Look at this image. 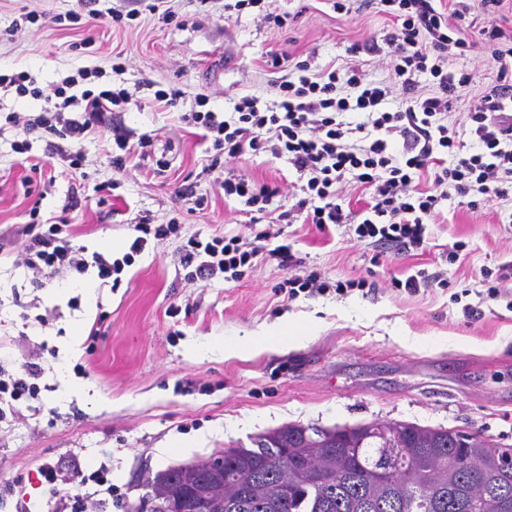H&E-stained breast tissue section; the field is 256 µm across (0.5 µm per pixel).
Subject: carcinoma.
<instances>
[{
	"mask_svg": "<svg viewBox=\"0 0 512 512\" xmlns=\"http://www.w3.org/2000/svg\"><path fill=\"white\" fill-rule=\"evenodd\" d=\"M512 447L410 422L290 423L147 478L153 512H512Z\"/></svg>",
	"mask_w": 512,
	"mask_h": 512,
	"instance_id": "cac0c4a2",
	"label": "carcinoma"
}]
</instances>
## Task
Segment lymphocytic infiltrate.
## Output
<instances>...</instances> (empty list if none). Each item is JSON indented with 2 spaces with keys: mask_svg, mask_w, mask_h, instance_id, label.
<instances>
[{
  "mask_svg": "<svg viewBox=\"0 0 512 512\" xmlns=\"http://www.w3.org/2000/svg\"><path fill=\"white\" fill-rule=\"evenodd\" d=\"M503 0H334L337 13L373 8L392 21L383 41L351 46V54L386 53L387 75L369 80L353 61L320 64L309 55L288 65L276 81L277 98L265 104L259 97H242L231 115L213 111L183 114L186 125L210 139L225 165L248 154L271 153L285 159L301 181L290 194L287 209L274 207L279 188L248 177L228 174L221 183L226 198L235 199L244 213L259 214L272 224L345 228L357 242L396 255H409L427 243V226L440 213L443 200L476 210L512 200V32L496 20ZM486 16L485 25L469 34L466 23L474 13ZM481 47L479 64L452 70L449 58L467 56ZM495 71L494 80L469 101L461 92L480 79L483 68ZM96 70L81 69L60 83L41 88L27 73L0 74V86L42 100L40 115L10 114L8 120L24 133L49 134L50 156L76 148L105 113L127 108L133 99L124 87L90 89L74 95L78 81L99 78ZM427 86H420V78ZM430 172L429 188L416 184ZM356 185L369 195L367 207L355 213L343 204L345 185ZM137 236L119 258L96 253L85 257L73 247L64 225L51 224L30 236L18 250L20 261L33 273L56 276L96 267L100 279L120 276L149 240L166 239L179 229L169 223L136 224ZM292 265L288 242H274L270 231L253 236L232 235L204 241L190 238L179 252V262L191 280L217 277L237 280L262 259ZM366 281L328 285L321 272L301 269L285 282L288 300L335 289L345 294L366 288ZM49 484H61L60 504L71 512H100L114 493L105 473H95V490L84 481H60L59 473L44 468Z\"/></svg>",
  "mask_w": 512,
  "mask_h": 512,
  "instance_id": "1",
  "label": "lymphocytic infiltrate"
}]
</instances>
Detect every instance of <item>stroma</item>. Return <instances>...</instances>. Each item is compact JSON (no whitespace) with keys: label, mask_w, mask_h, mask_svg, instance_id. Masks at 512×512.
Returning a JSON list of instances; mask_svg holds the SVG:
<instances>
[{"label":"stroma","mask_w":512,"mask_h":512,"mask_svg":"<svg viewBox=\"0 0 512 512\" xmlns=\"http://www.w3.org/2000/svg\"><path fill=\"white\" fill-rule=\"evenodd\" d=\"M0 0V74L26 71L47 86L81 67L103 70L94 89L121 85L133 94L122 112L81 143L77 167L45 154V140L21 138L12 112H39L41 101L0 91V365L30 361L40 371V400L0 407V512L18 499L36 512H57L41 474L53 466L72 475L106 469L118 502L103 512H130L146 493V475L251 447L287 423L333 429L371 421L410 422L478 433L512 446V310L479 300L483 271L512 261V204L470 210L447 200L429 225L426 247L397 256L350 239L344 229L285 224L281 231L305 267L329 282L378 283L375 292L299 297L285 302L288 276L259 261L241 280L189 281L178 261L190 237L246 233L238 202L226 199L211 168L215 152L179 116L200 105L232 111L244 96L276 97L271 55L316 53L344 63L348 48L382 39L387 16L336 13L330 0H274L290 13L286 27L251 13L225 19V0ZM133 11L111 23L109 10ZM78 14L75 23L56 15ZM124 71L113 72L118 59ZM177 88L169 106L155 90ZM130 144L147 138L126 172L113 170L114 127ZM236 173L269 184L297 181L286 160L245 156ZM75 209H67L70 196ZM203 199L178 236L149 242L119 285L96 269L41 285L18 264L27 225L67 219L73 246L86 254L128 252L139 220L165 224ZM38 215H31V207ZM463 249L449 262L454 243ZM443 272L447 287L414 294L392 288L417 270ZM93 283L86 293L84 283ZM480 304L465 318L452 293ZM294 319L306 329L293 346L241 356L220 344ZM80 337H73V328Z\"/></svg>","instance_id":"obj_1"}]
</instances>
